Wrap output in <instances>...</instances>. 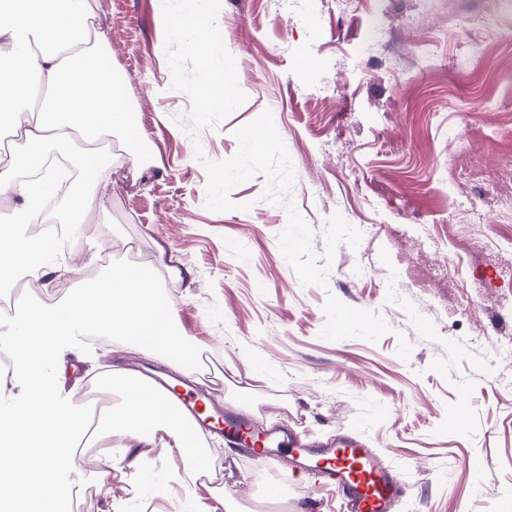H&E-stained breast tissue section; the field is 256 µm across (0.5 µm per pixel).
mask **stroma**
I'll return each mask as SVG.
<instances>
[{"label": "stroma", "instance_id": "obj_1", "mask_svg": "<svg viewBox=\"0 0 512 512\" xmlns=\"http://www.w3.org/2000/svg\"><path fill=\"white\" fill-rule=\"evenodd\" d=\"M90 4L143 139L113 132L122 160L53 282L151 264L184 336L217 358L225 407L361 438L399 472L401 512H512V280L484 253L512 236V40L464 28L490 13L512 29V0H365L355 15L335 0H216L223 50L206 59L166 35L178 0ZM372 22L385 35L359 55ZM219 71L233 103L200 111ZM227 162L244 175L219 178ZM474 202L490 223L464 221ZM93 242L111 257L91 259ZM207 448L206 471L165 489L157 447L128 449L136 469L73 459L72 492L94 494L70 512H175L188 489L208 505L223 490L241 512H340L287 465L259 485V462Z\"/></svg>", "mask_w": 512, "mask_h": 512}]
</instances>
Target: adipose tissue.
<instances>
[{
    "instance_id": "obj_1",
    "label": "adipose tissue",
    "mask_w": 512,
    "mask_h": 512,
    "mask_svg": "<svg viewBox=\"0 0 512 512\" xmlns=\"http://www.w3.org/2000/svg\"><path fill=\"white\" fill-rule=\"evenodd\" d=\"M211 4L192 0L170 24L171 37L187 52L205 56L217 48L208 20ZM87 43L91 51L67 59L69 47ZM104 43L87 0H0V44L7 48L6 62L0 65V108L7 110L12 130L23 142L22 150L0 152V198L15 203L12 212L0 218L1 283L57 271L54 259L62 240L29 231L30 225L40 223L46 201L66 178L63 172L45 169L49 154L69 156L79 139L88 145L78 157L84 184L70 193L62 219L72 234L104 199L99 191L102 173L114 157L97 150V142L115 130L130 139L140 136L117 76L105 63ZM39 168L44 171L41 179L21 180L22 172ZM93 381L99 391L121 395L92 432L105 461H115L132 441L141 446L161 443L166 457L187 464L205 458L204 435L182 422L167 401L150 393L138 378L107 369ZM161 432L166 441H157Z\"/></svg>"
}]
</instances>
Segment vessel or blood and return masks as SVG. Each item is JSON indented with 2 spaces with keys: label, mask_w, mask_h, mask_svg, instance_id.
Wrapping results in <instances>:
<instances>
[{
  "label": "vessel or blood",
  "mask_w": 512,
  "mask_h": 512,
  "mask_svg": "<svg viewBox=\"0 0 512 512\" xmlns=\"http://www.w3.org/2000/svg\"><path fill=\"white\" fill-rule=\"evenodd\" d=\"M172 407L188 424L197 426L206 404L180 391ZM217 426L237 448L269 465L277 461L279 448L287 447L292 468L315 485L341 494L349 512H395L402 494L400 476L373 449L351 438L304 444L285 430L266 427L230 409L218 414Z\"/></svg>",
  "instance_id": "vessel-or-blood-1"
}]
</instances>
